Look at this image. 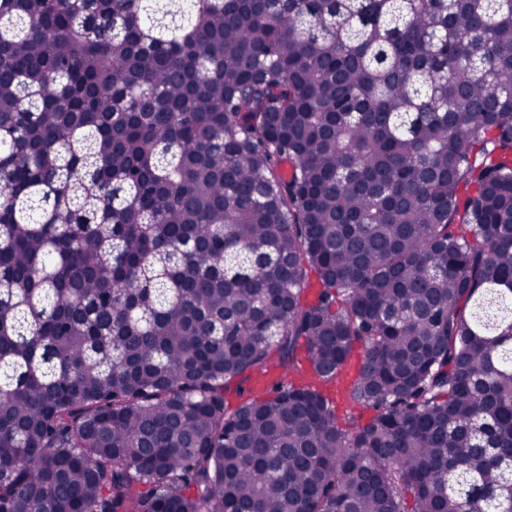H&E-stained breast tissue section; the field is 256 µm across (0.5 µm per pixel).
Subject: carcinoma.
<instances>
[{"instance_id":"carcinoma-1","label":"carcinoma","mask_w":512,"mask_h":512,"mask_svg":"<svg viewBox=\"0 0 512 512\" xmlns=\"http://www.w3.org/2000/svg\"><path fill=\"white\" fill-rule=\"evenodd\" d=\"M0 512H512V0H0Z\"/></svg>"}]
</instances>
